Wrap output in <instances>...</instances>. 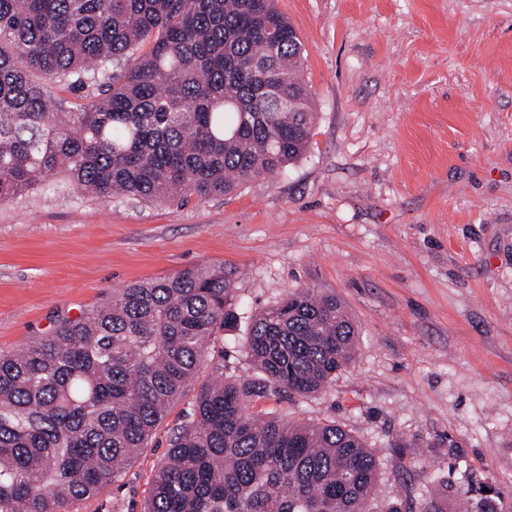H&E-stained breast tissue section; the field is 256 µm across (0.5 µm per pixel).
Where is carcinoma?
Masks as SVG:
<instances>
[{
    "label": "carcinoma",
    "instance_id": "1",
    "mask_svg": "<svg viewBox=\"0 0 512 512\" xmlns=\"http://www.w3.org/2000/svg\"><path fill=\"white\" fill-rule=\"evenodd\" d=\"M303 64L274 0H0V204L56 176L146 202L273 180L309 143ZM54 79L93 92L68 112L45 89ZM235 294L233 273L185 268L1 353L0 512H69L114 484L209 338L237 322ZM356 342L341 301L311 288L253 314L245 348L261 377L201 388L143 512H372L380 466L358 436L249 413L270 394L324 391ZM418 512H448V496Z\"/></svg>",
    "mask_w": 512,
    "mask_h": 512
}]
</instances>
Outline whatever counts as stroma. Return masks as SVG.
I'll use <instances>...</instances> for the list:
<instances>
[{
    "label": "stroma",
    "mask_w": 512,
    "mask_h": 512,
    "mask_svg": "<svg viewBox=\"0 0 512 512\" xmlns=\"http://www.w3.org/2000/svg\"><path fill=\"white\" fill-rule=\"evenodd\" d=\"M304 44L314 124L274 181L185 203L84 195L65 180L0 205V353L126 285L202 265L236 275L217 330L146 448L71 512H142L171 432L218 376L256 378L251 313L333 294L354 359L256 418L334 421L377 456L375 512L426 491L512 512V0H275Z\"/></svg>",
    "instance_id": "obj_1"
}]
</instances>
